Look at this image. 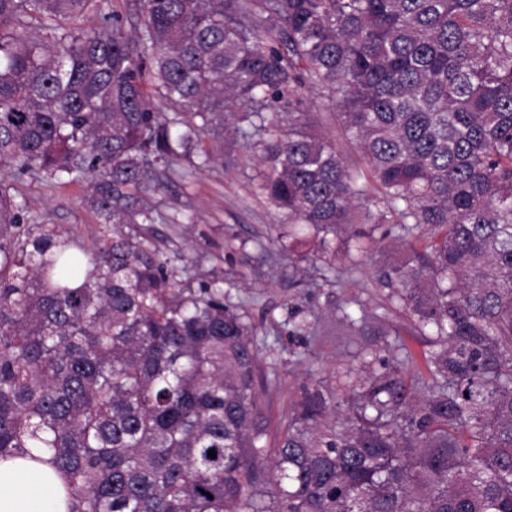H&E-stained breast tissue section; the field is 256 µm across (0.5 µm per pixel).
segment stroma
Instances as JSON below:
<instances>
[{
  "label": "stroma",
  "instance_id": "35a3bbf8",
  "mask_svg": "<svg viewBox=\"0 0 512 512\" xmlns=\"http://www.w3.org/2000/svg\"><path fill=\"white\" fill-rule=\"evenodd\" d=\"M300 109L345 160L358 161L326 99L305 92ZM208 141L211 161L188 173L168 172L153 196L165 216L153 225V237L181 279L221 278L225 302L247 313L270 433L292 421L307 388L329 396L328 422H342L362 378L408 356L422 362L428 349L380 284L382 269L401 249L385 241L357 264L341 254L313 257L307 246L281 251L276 236L288 215L257 189L258 148L229 131ZM0 181L12 186L30 223L59 225L88 244L98 236V221L81 202L84 184L55 185L6 165Z\"/></svg>",
  "mask_w": 512,
  "mask_h": 512
}]
</instances>
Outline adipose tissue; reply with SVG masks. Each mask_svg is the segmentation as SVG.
<instances>
[{
  "mask_svg": "<svg viewBox=\"0 0 512 512\" xmlns=\"http://www.w3.org/2000/svg\"><path fill=\"white\" fill-rule=\"evenodd\" d=\"M0 512H69L64 483L48 463L0 459Z\"/></svg>",
  "mask_w": 512,
  "mask_h": 512,
  "instance_id": "adipose-tissue-1",
  "label": "adipose tissue"
}]
</instances>
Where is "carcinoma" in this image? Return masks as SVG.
<instances>
[{
    "instance_id": "1",
    "label": "carcinoma",
    "mask_w": 512,
    "mask_h": 512,
    "mask_svg": "<svg viewBox=\"0 0 512 512\" xmlns=\"http://www.w3.org/2000/svg\"><path fill=\"white\" fill-rule=\"evenodd\" d=\"M104 2L0 0V163L85 183L102 224L26 226L0 183V458L43 449L70 512H512V0H141L133 36ZM305 89L365 166L282 126ZM228 115L282 247L392 225L382 282L436 336L334 427L305 390L271 452L250 323L150 229L157 168L207 163Z\"/></svg>"
}]
</instances>
